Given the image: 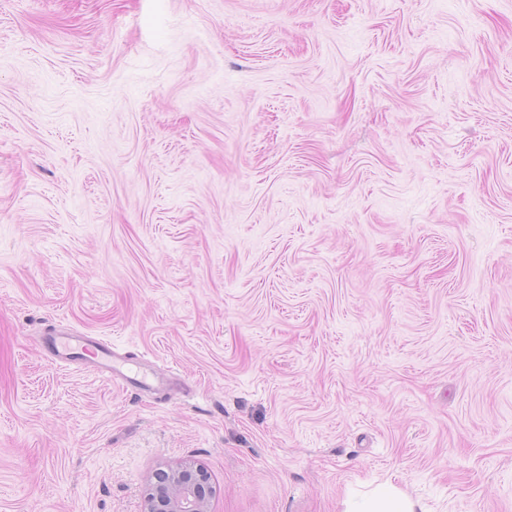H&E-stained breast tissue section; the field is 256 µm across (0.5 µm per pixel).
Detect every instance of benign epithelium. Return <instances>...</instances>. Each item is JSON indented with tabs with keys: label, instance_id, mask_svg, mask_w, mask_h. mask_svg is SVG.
<instances>
[{
	"label": "benign epithelium",
	"instance_id": "7a95c632",
	"mask_svg": "<svg viewBox=\"0 0 512 512\" xmlns=\"http://www.w3.org/2000/svg\"><path fill=\"white\" fill-rule=\"evenodd\" d=\"M208 482L198 466L172 468L150 489L144 512H208Z\"/></svg>",
	"mask_w": 512,
	"mask_h": 512
}]
</instances>
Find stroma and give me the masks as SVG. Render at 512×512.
<instances>
[{"label":"stroma","mask_w":512,"mask_h":512,"mask_svg":"<svg viewBox=\"0 0 512 512\" xmlns=\"http://www.w3.org/2000/svg\"><path fill=\"white\" fill-rule=\"evenodd\" d=\"M185 462L512 512V0H0V512ZM66 330L67 329L63 326L52 325L46 331L47 336H51L46 340V343L56 355L71 359L73 355L94 349L100 359L99 365L105 367L112 374V359L116 354L112 352L111 347L98 341L85 339L82 336H72V333Z\"/></svg>","instance_id":"obj_1"}]
</instances>
